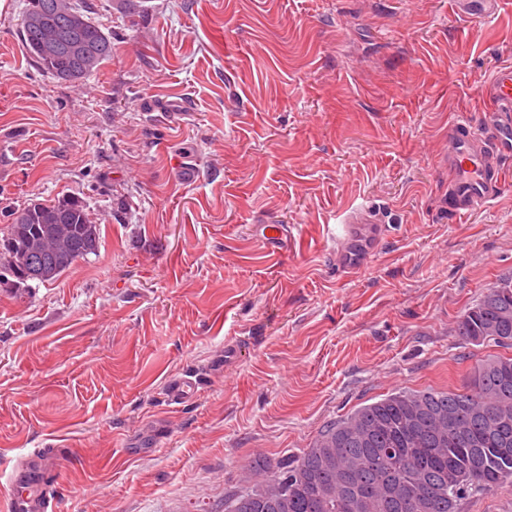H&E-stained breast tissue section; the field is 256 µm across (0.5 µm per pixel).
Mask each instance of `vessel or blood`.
Masks as SVG:
<instances>
[{"mask_svg": "<svg viewBox=\"0 0 512 512\" xmlns=\"http://www.w3.org/2000/svg\"><path fill=\"white\" fill-rule=\"evenodd\" d=\"M490 116L479 126L464 120L448 128V210L463 215L493 199L503 187L505 157L512 155V66L497 68L482 85ZM336 241L339 273L360 274L375 253L385 228L377 214L354 210L342 221ZM197 386L190 375L170 379L168 399L176 404L193 400ZM43 450L22 458L11 479L13 488L0 496V512H56L50 484L40 479Z\"/></svg>", "mask_w": 512, "mask_h": 512, "instance_id": "vessel-or-blood-1", "label": "vessel or blood"}]
</instances>
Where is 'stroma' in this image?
I'll use <instances>...</instances> for the list:
<instances>
[{"mask_svg":"<svg viewBox=\"0 0 512 512\" xmlns=\"http://www.w3.org/2000/svg\"><path fill=\"white\" fill-rule=\"evenodd\" d=\"M138 2L93 0L112 56L65 83L29 58L26 0H0V236L63 197L101 228L57 279L0 283V485L54 448L61 512H224L255 460L512 357L454 334L512 276V159L462 217L445 164L449 124L482 122V81L512 64V0ZM352 208L387 232L345 278ZM182 373L200 394L175 405Z\"/></svg>","mask_w":512,"mask_h":512,"instance_id":"obj_1","label":"stroma"}]
</instances>
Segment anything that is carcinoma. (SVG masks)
Masks as SVG:
<instances>
[{
  "label": "carcinoma",
  "mask_w": 512,
  "mask_h": 512,
  "mask_svg": "<svg viewBox=\"0 0 512 512\" xmlns=\"http://www.w3.org/2000/svg\"><path fill=\"white\" fill-rule=\"evenodd\" d=\"M53 0H28L20 28L26 50L42 72L66 80L85 79L112 56V41L93 21L86 0H59L60 11L77 19L78 36L91 48L86 61L63 51L44 54L28 20ZM41 216L61 214L73 226L67 251L51 259L50 277L70 269L97 251L99 232L86 204L61 198L39 205ZM45 229L38 221L23 226L12 219L0 248L24 244L25 234ZM455 335L481 344L512 346V278L487 289L457 321ZM400 448L395 462L383 455ZM355 486L368 488L361 512H392V482L403 485L411 500L430 503L428 512H459L467 496L512 481V358L483 361L461 388L400 390L360 406L325 426L313 445L280 463L279 471L224 498V510L277 512L260 507L257 497L288 487L286 512H354Z\"/></svg>",
  "instance_id": "obj_1"
}]
</instances>
